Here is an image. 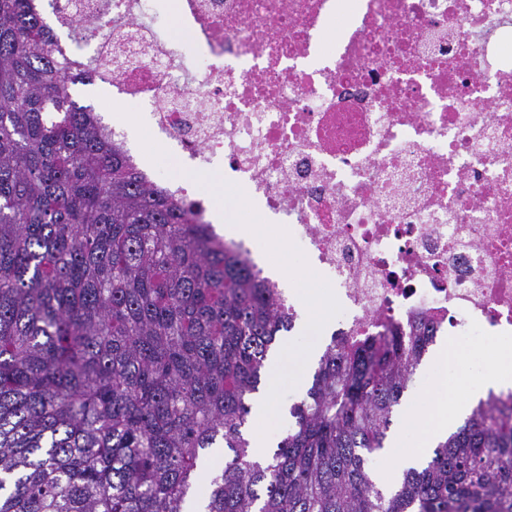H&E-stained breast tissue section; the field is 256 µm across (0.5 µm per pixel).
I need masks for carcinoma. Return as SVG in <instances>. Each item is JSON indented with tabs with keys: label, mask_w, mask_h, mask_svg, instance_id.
<instances>
[{
	"label": "carcinoma",
	"mask_w": 512,
	"mask_h": 512,
	"mask_svg": "<svg viewBox=\"0 0 512 512\" xmlns=\"http://www.w3.org/2000/svg\"><path fill=\"white\" fill-rule=\"evenodd\" d=\"M33 0H0V512H512V390L387 490L371 457L437 331L330 338L268 455L245 435L296 318L73 95ZM224 449L204 471L203 451Z\"/></svg>",
	"instance_id": "obj_1"
}]
</instances>
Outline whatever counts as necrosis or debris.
<instances>
[{
  "mask_svg": "<svg viewBox=\"0 0 512 512\" xmlns=\"http://www.w3.org/2000/svg\"><path fill=\"white\" fill-rule=\"evenodd\" d=\"M57 28L183 174L113 143L209 233L218 174L286 233L335 333L432 316L468 351L512 347V0H82ZM253 261L246 232L218 234Z\"/></svg>",
  "mask_w": 512,
  "mask_h": 512,
  "instance_id": "4bbe7bcc",
  "label": "necrosis or debris"
}]
</instances>
